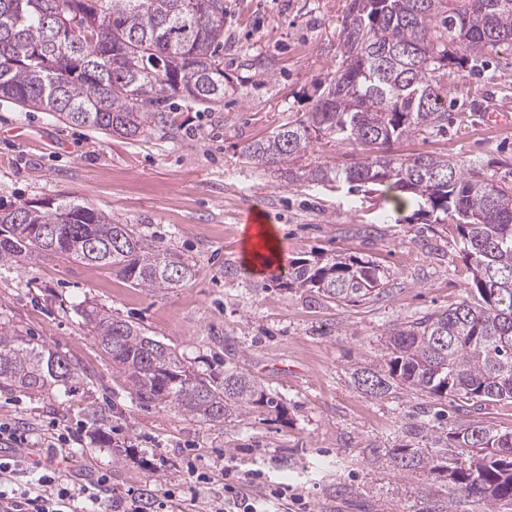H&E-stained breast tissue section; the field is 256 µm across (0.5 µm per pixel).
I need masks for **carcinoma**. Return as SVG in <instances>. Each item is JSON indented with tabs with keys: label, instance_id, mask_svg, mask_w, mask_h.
<instances>
[{
	"label": "carcinoma",
	"instance_id": "cac0c4a2",
	"mask_svg": "<svg viewBox=\"0 0 512 512\" xmlns=\"http://www.w3.org/2000/svg\"><path fill=\"white\" fill-rule=\"evenodd\" d=\"M224 0H0V99L51 112L104 135L135 137L172 126L170 100L224 103ZM98 30L95 43L67 21ZM512 47V0H349L342 63L312 109L250 141L247 163L290 183L399 192L410 220L456 236L470 270L466 296L390 329L384 354L355 366L375 398L416 391L489 404L512 400V184L479 160L399 156L401 140L448 131V75L478 69ZM349 146V163L307 161L311 145ZM64 256L110 266L139 288H178L195 275L181 256L145 242L130 224L82 204L23 202L0 209V262ZM388 276L357 257L322 254L290 266L288 289L336 304L380 296ZM95 342L123 370L138 403L173 406L208 424L238 409L281 416L283 402L236 370L219 380L187 366L145 329L85 313ZM78 380L65 355L0 320V386L43 392ZM369 463L421 472L448 487L426 512H512V431L461 422L445 435L426 423Z\"/></svg>",
	"mask_w": 512,
	"mask_h": 512
}]
</instances>
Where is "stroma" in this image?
I'll return each instance as SVG.
<instances>
[{
  "instance_id": "stroma-1",
  "label": "stroma",
  "mask_w": 512,
  "mask_h": 512,
  "mask_svg": "<svg viewBox=\"0 0 512 512\" xmlns=\"http://www.w3.org/2000/svg\"><path fill=\"white\" fill-rule=\"evenodd\" d=\"M221 106L177 101L173 127L131 139L105 136L0 101V205L77 200L133 225L194 264L178 288H138L111 268L49 256L0 263V315L66 355L79 382L56 391L0 388V422L25 433L18 482L33 479L44 446L73 432L69 484L99 485L111 512H215L223 502L259 512H425L446 495L422 473L376 471L375 448H395L419 425L428 398H374L350 369L380 353L389 329L461 300L470 279L454 239L408 220L393 197L347 187L291 183L246 162L241 147L311 109L341 62L346 0H224ZM453 121L443 136L395 143L398 155L480 159L512 182V49L479 71L448 77ZM269 219L281 248L277 276L242 255L241 216ZM321 251L357 256L388 271V292L339 305L283 286L292 261ZM98 307L144 328L194 368L236 369L287 407L276 417L236 411L211 425L167 405L143 406L88 331Z\"/></svg>"
}]
</instances>
